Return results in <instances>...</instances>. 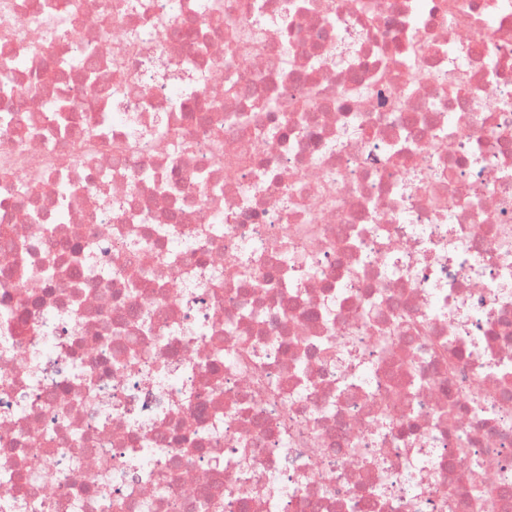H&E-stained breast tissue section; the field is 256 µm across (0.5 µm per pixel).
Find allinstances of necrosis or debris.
<instances>
[{"label":"necrosis or debris","mask_w":512,"mask_h":512,"mask_svg":"<svg viewBox=\"0 0 512 512\" xmlns=\"http://www.w3.org/2000/svg\"><path fill=\"white\" fill-rule=\"evenodd\" d=\"M1 35L0 512H512V0Z\"/></svg>","instance_id":"1"}]
</instances>
